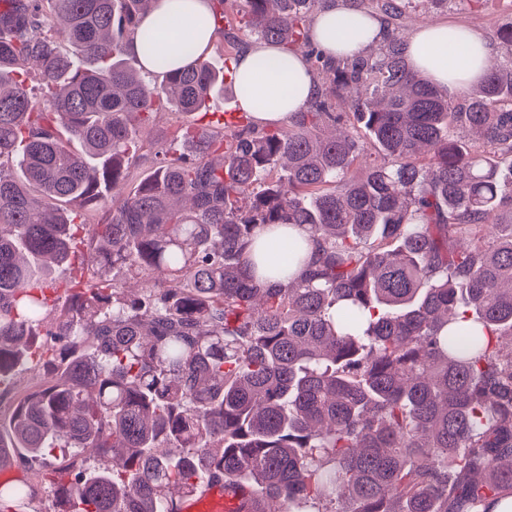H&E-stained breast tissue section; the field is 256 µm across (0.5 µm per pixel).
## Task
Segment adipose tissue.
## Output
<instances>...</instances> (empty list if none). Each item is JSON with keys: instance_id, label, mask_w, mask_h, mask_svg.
<instances>
[{"instance_id": "1", "label": "adipose tissue", "mask_w": 512, "mask_h": 512, "mask_svg": "<svg viewBox=\"0 0 512 512\" xmlns=\"http://www.w3.org/2000/svg\"><path fill=\"white\" fill-rule=\"evenodd\" d=\"M175 13L185 22L161 41V49L178 59L177 48L188 39L197 53H206L217 36L211 0H156L142 24L148 27L156 18ZM310 34L323 53L341 58L382 43L388 30L376 14L355 7L350 0H334L317 16ZM406 53L416 70L457 91L484 76L492 47L481 32L439 22L416 27ZM232 71L242 110L261 125L287 123L293 113L307 108L318 91L303 55L276 45H252L236 56Z\"/></svg>"}]
</instances>
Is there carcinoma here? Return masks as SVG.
<instances>
[{
	"instance_id": "cac0c4a2",
	"label": "carcinoma",
	"mask_w": 512,
	"mask_h": 512,
	"mask_svg": "<svg viewBox=\"0 0 512 512\" xmlns=\"http://www.w3.org/2000/svg\"><path fill=\"white\" fill-rule=\"evenodd\" d=\"M327 2L214 0L306 50L319 92L282 126L178 124L141 178L136 130L204 110L224 71L189 41L145 69L135 34L175 25L139 30L151 0H0V395L23 363L46 374L0 411V468L27 465L0 512L45 487L54 512H179L220 482L253 512L512 498V51L458 104L406 62L396 0H374L376 50L310 45ZM87 263L39 338L46 276ZM116 265L148 285L127 294Z\"/></svg>"
}]
</instances>
